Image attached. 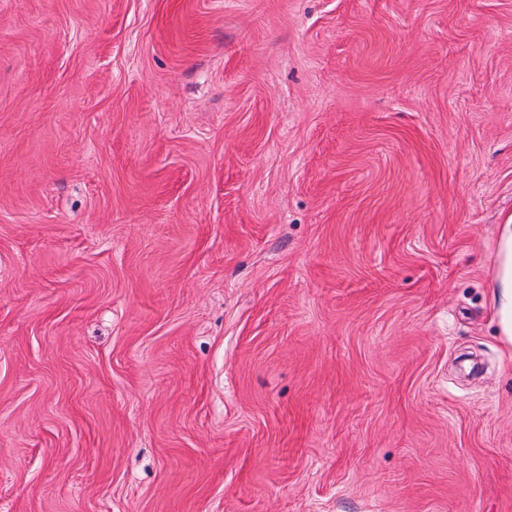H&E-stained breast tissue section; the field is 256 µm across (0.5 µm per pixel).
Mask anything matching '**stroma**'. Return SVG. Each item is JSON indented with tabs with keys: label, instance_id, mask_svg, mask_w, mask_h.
I'll return each mask as SVG.
<instances>
[{
	"label": "stroma",
	"instance_id": "obj_1",
	"mask_svg": "<svg viewBox=\"0 0 512 512\" xmlns=\"http://www.w3.org/2000/svg\"><path fill=\"white\" fill-rule=\"evenodd\" d=\"M512 0H0V512H512ZM499 253L495 311L503 335L512 338V218L503 224Z\"/></svg>",
	"mask_w": 512,
	"mask_h": 512
}]
</instances>
